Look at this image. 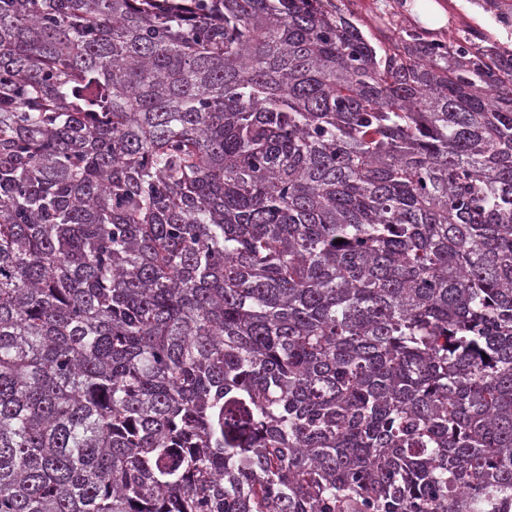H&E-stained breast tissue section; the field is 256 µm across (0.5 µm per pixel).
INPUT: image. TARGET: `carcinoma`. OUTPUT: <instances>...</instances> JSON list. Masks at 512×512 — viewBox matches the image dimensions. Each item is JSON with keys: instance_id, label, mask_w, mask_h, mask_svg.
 Returning a JSON list of instances; mask_svg holds the SVG:
<instances>
[{"instance_id": "1", "label": "carcinoma", "mask_w": 512, "mask_h": 512, "mask_svg": "<svg viewBox=\"0 0 512 512\" xmlns=\"http://www.w3.org/2000/svg\"><path fill=\"white\" fill-rule=\"evenodd\" d=\"M486 41L0 0V512H512Z\"/></svg>"}]
</instances>
